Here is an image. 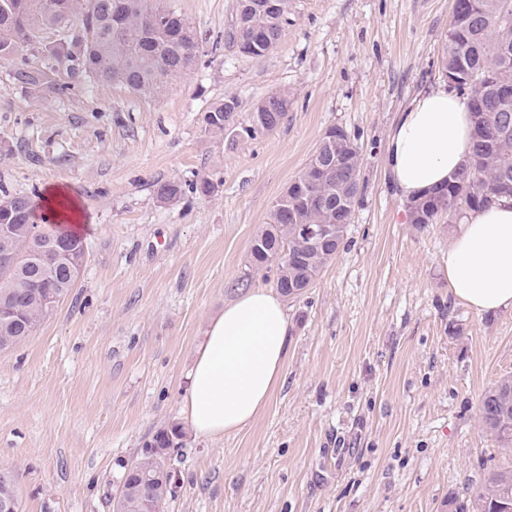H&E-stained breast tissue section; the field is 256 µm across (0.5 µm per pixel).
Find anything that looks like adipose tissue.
<instances>
[{"label":"adipose tissue","instance_id":"1","mask_svg":"<svg viewBox=\"0 0 512 512\" xmlns=\"http://www.w3.org/2000/svg\"><path fill=\"white\" fill-rule=\"evenodd\" d=\"M472 149L468 103L440 86L401 112L386 143L387 173L411 201L442 187ZM454 296L477 314L512 311V200L474 209L458 224L446 261ZM291 327L281 298L254 288L212 320L190 369L183 412L195 436L220 439L267 406L288 359Z\"/></svg>","mask_w":512,"mask_h":512}]
</instances>
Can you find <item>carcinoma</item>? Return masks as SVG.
<instances>
[{
  "label": "carcinoma",
  "mask_w": 512,
  "mask_h": 512,
  "mask_svg": "<svg viewBox=\"0 0 512 512\" xmlns=\"http://www.w3.org/2000/svg\"><path fill=\"white\" fill-rule=\"evenodd\" d=\"M45 9L41 0H0V56L29 47L50 56L55 65L16 68L12 78L25 89L63 95L69 79L78 75L91 81H112L144 96L161 93L200 54L199 42L189 22L162 0H54ZM288 22V0H238L234 29L227 39L239 53L266 56L280 39ZM442 70L456 76L469 89L474 128L472 152L461 172L447 186L408 202L410 223L435 224L454 215L490 205L501 198L502 179L512 182V95L497 87H512V0H456L442 57ZM292 106L285 91L274 92L240 117V102L228 96L211 104L202 117L205 132L222 136L233 148L273 132ZM342 163L348 177L336 178V156L321 143L298 176L297 191L281 196L272 208L271 222L254 240L250 266L256 271L275 270V286L285 297L303 294L323 268L336 257L351 223L359 194L362 155L354 141ZM184 187L166 181L157 188L163 201L181 198ZM34 207L27 196L0 190V224L11 225V235L0 239V249L22 254L50 232L28 224ZM305 224L336 225V241L322 249L306 245ZM79 273L61 264L44 267L26 257L18 269L0 270V299L17 301L16 313L0 318V350L25 341L51 315L41 295L28 288L41 278L44 286L64 300ZM479 419L502 447H512V377H504L481 398ZM185 433L173 426L155 435L154 448L128 469L114 509L116 512H164L173 493L170 479H154L166 469L162 448H177ZM512 504V465L483 475L470 499L448 498V512H501Z\"/></svg>",
  "instance_id": "cac0c4a2"
}]
</instances>
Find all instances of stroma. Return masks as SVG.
<instances>
[{"mask_svg":"<svg viewBox=\"0 0 512 512\" xmlns=\"http://www.w3.org/2000/svg\"><path fill=\"white\" fill-rule=\"evenodd\" d=\"M171 2L201 53L157 98L81 78L42 96L11 78L42 55L0 57V187L65 186L85 222L75 287L0 352V470L20 512H112L156 432L185 425L195 350L226 304L273 288L250 247L333 126L362 153L345 245L286 299L284 378L256 420L169 449L179 488L164 512H448L449 496L512 463L479 421L485 390L512 375V312L453 296L454 221L409 224L385 144L412 97L447 82L455 0H290L261 58L225 39L237 0ZM281 89L293 105L271 134L230 150L204 133L212 102L234 95L246 112ZM202 179L210 195L189 191ZM169 180L187 189L164 203Z\"/></svg>","mask_w":512,"mask_h":512,"instance_id":"obj_1","label":"stroma"}]
</instances>
